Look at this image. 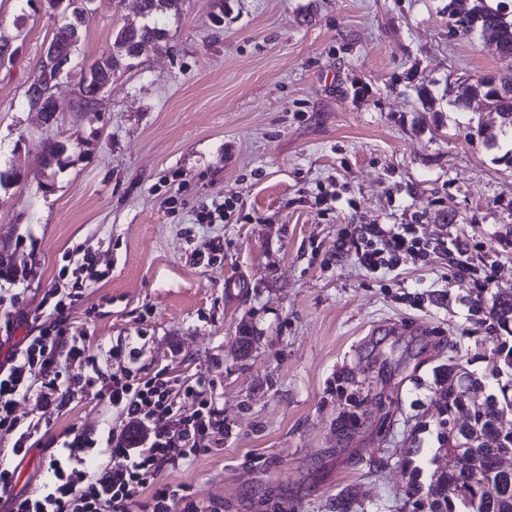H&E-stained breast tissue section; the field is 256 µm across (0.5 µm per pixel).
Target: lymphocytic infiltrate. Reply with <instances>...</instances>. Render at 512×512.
<instances>
[{
	"instance_id": "f902f5d3",
	"label": "lymphocytic infiltrate",
	"mask_w": 512,
	"mask_h": 512,
	"mask_svg": "<svg viewBox=\"0 0 512 512\" xmlns=\"http://www.w3.org/2000/svg\"><path fill=\"white\" fill-rule=\"evenodd\" d=\"M348 251L371 274L394 268L403 256L440 251L475 288L490 282L470 262L466 241H433L414 224L361 225L357 241L344 233L337 238V254ZM62 260L58 276L66 287L49 289L37 307L19 308L17 294H0V341L11 345L0 361V437L10 444L9 460L0 463V512H203L184 485L162 477L224 440V414L209 382L202 377L183 382L163 373L140 376L132 367L140 352L136 336L110 348L112 358L129 366L103 379L97 353L86 337L71 332L68 319L89 286L109 272L80 244ZM19 320L31 331L16 343ZM91 391L111 406L110 426L89 421L45 442L35 437L36 423L17 411L19 402L28 400L35 411L55 412L69 398ZM39 449L47 454L43 474L33 488L17 489L18 468Z\"/></svg>"
}]
</instances>
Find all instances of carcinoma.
I'll list each match as a JSON object with an SVG mask.
<instances>
[{"mask_svg": "<svg viewBox=\"0 0 512 512\" xmlns=\"http://www.w3.org/2000/svg\"><path fill=\"white\" fill-rule=\"evenodd\" d=\"M184 0H140V11L149 22L138 28H124L117 33L118 52L94 61L80 71L79 81L106 86L124 59L140 56V47L162 38L164 29L160 19L171 12H179ZM448 16L458 31L476 34L479 39L495 47L503 55H512V17L501 6L491 7L487 0H448ZM66 59H71L80 40L79 30L64 24L54 37ZM493 102L501 119L497 129H479L486 144L503 151L501 159L512 164V87L508 88L492 74L479 77L469 88V96L458 95L453 106L471 110L469 98ZM499 327L512 322V297L497 298L488 311L487 319ZM446 387L440 392L442 419L438 423L437 438L441 447L433 457L449 456L465 449L472 456L470 467L450 470L444 467L421 481V461L406 457L404 468L409 474V496L415 512H512V470L500 467L499 450L512 448V427L501 422L504 407H512V395L490 394L483 401L470 403L469 391L486 387V378L476 377L458 364H450L442 372ZM464 412L468 421L456 424L457 414Z\"/></svg>", "mask_w": 512, "mask_h": 512, "instance_id": "cac0c4a2", "label": "carcinoma"}]
</instances>
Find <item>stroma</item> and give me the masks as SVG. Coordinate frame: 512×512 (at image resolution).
<instances>
[{"mask_svg": "<svg viewBox=\"0 0 512 512\" xmlns=\"http://www.w3.org/2000/svg\"><path fill=\"white\" fill-rule=\"evenodd\" d=\"M66 22L44 0H0V250L33 308L61 257L84 244L110 276L73 308L74 333L108 354L142 335L135 367L205 377L224 412L221 445L168 477L218 512H412L402 461L437 447L438 379L449 362L483 373L500 342L475 323L470 282L448 256L371 274L336 254L353 224L419 223L460 237L512 296V165L477 127L494 112L452 105L512 57L452 30L448 0H185L162 39L120 66L97 111L53 116L25 91ZM138 0H92L76 64L140 27ZM64 147L46 165L43 143ZM338 195L321 210L320 194ZM229 202L220 224L198 211ZM108 403L78 394L41 421L59 435Z\"/></svg>", "mask_w": 512, "mask_h": 512, "instance_id": "stroma-1", "label": "stroma"}]
</instances>
